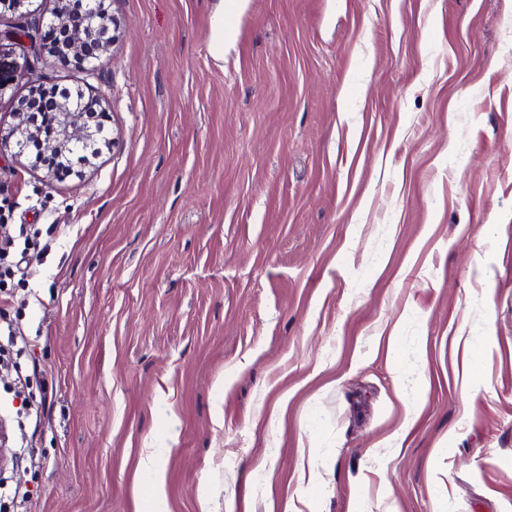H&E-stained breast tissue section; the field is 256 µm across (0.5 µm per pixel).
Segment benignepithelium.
I'll list each match as a JSON object with an SVG mask.
<instances>
[{"instance_id":"7a95c632","label":"benign epithelium","mask_w":512,"mask_h":512,"mask_svg":"<svg viewBox=\"0 0 512 512\" xmlns=\"http://www.w3.org/2000/svg\"><path fill=\"white\" fill-rule=\"evenodd\" d=\"M20 13L11 31L15 44H35L43 29L58 33V44L50 53V63L66 66L70 58H79L85 72L94 74L104 63L111 37L117 36L120 22L110 12V0H79L72 12L68 0H15ZM35 65L27 55L22 58L0 56V97L13 84L26 81L28 93L16 99L13 120L0 116V157L9 152L15 158L25 156L29 144L39 141L41 150L60 162L74 154L96 155L99 130L88 121L89 106L85 92L77 88L64 96H51L41 78L34 77ZM53 118L52 131L43 135L39 128L42 116ZM9 436L0 424V475L10 462Z\"/></svg>"}]
</instances>
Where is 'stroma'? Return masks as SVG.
<instances>
[{"mask_svg": "<svg viewBox=\"0 0 512 512\" xmlns=\"http://www.w3.org/2000/svg\"><path fill=\"white\" fill-rule=\"evenodd\" d=\"M114 0L113 148L0 161L36 512H512V0ZM160 453L163 495L141 466ZM224 19V25H223ZM236 24V15L230 10L224 15V6L216 12L211 26L210 52L217 58L224 55V28L232 29ZM21 239H23V248L20 251V259L16 260V250ZM31 245L25 224H19L16 234L9 237L6 242L1 243L0 278L12 277L20 271V264L24 262L23 259Z\"/></svg>", "mask_w": 512, "mask_h": 512, "instance_id": "obj_1", "label": "stroma"}]
</instances>
